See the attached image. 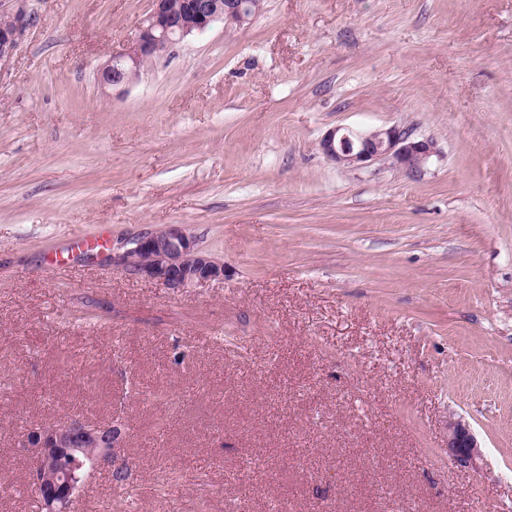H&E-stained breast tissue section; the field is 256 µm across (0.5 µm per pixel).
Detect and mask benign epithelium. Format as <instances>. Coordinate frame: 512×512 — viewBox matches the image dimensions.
<instances>
[{"instance_id":"1","label":"benign epithelium","mask_w":512,"mask_h":512,"mask_svg":"<svg viewBox=\"0 0 512 512\" xmlns=\"http://www.w3.org/2000/svg\"><path fill=\"white\" fill-rule=\"evenodd\" d=\"M7 2L9 8L0 9L4 19L0 24V67L8 64L39 20L30 0ZM258 9L255 0H151L135 38L98 70V82L104 89L123 87L143 60L164 56L173 45L217 21L240 26ZM320 146L331 160L356 168L389 161L416 171L436 153L433 142L414 140L398 126L368 131L338 127L322 138ZM107 263L129 276L160 281L169 288L224 279V264L199 249L180 224L122 240L112 246ZM122 442L123 432L115 420L101 425L71 418L26 428L20 446L33 451V491L44 512H69L83 486L81 474L112 463ZM448 456L464 466H475L481 458L474 436L459 420L448 421Z\"/></svg>"}]
</instances>
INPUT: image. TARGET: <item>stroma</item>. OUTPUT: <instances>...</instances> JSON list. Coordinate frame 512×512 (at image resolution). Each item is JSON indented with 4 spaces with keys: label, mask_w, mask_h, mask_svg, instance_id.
<instances>
[{
    "label": "stroma",
    "mask_w": 512,
    "mask_h": 512,
    "mask_svg": "<svg viewBox=\"0 0 512 512\" xmlns=\"http://www.w3.org/2000/svg\"><path fill=\"white\" fill-rule=\"evenodd\" d=\"M32 5L0 69V512H37L24 429L70 418L124 429L70 512L117 466L128 512H512V0H264L114 91L150 0ZM391 125L435 155L320 149ZM170 224L223 280L66 253ZM320 146L337 164L356 168L389 161L405 170L416 171L436 153L432 141L411 139L399 126L368 131L338 127L322 138ZM480 447L461 420L448 421V456L458 465L476 466L481 458Z\"/></svg>",
    "instance_id": "stroma-1"
}]
</instances>
